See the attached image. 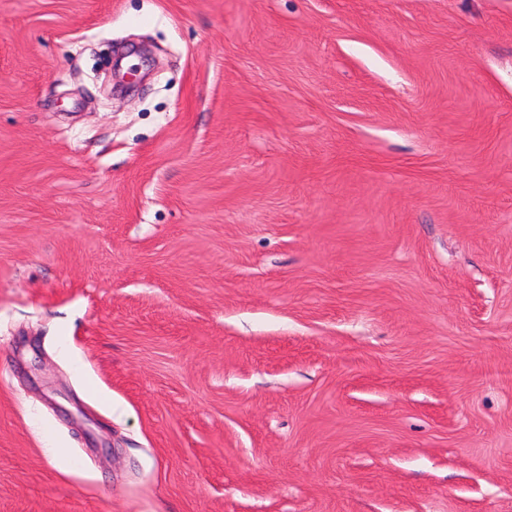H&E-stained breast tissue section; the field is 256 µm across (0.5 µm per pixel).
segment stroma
Instances as JSON below:
<instances>
[{
    "label": "stroma",
    "mask_w": 512,
    "mask_h": 512,
    "mask_svg": "<svg viewBox=\"0 0 512 512\" xmlns=\"http://www.w3.org/2000/svg\"><path fill=\"white\" fill-rule=\"evenodd\" d=\"M0 512H512V0H0Z\"/></svg>",
    "instance_id": "35a3bbf8"
}]
</instances>
